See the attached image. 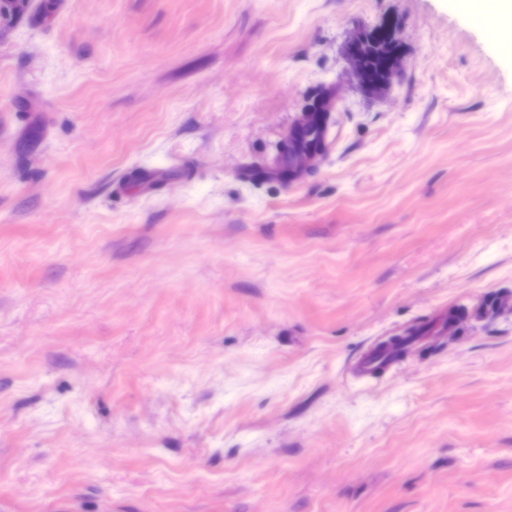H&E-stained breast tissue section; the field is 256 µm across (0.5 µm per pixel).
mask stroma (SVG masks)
<instances>
[{
    "instance_id": "obj_1",
    "label": "stroma",
    "mask_w": 512,
    "mask_h": 512,
    "mask_svg": "<svg viewBox=\"0 0 512 512\" xmlns=\"http://www.w3.org/2000/svg\"><path fill=\"white\" fill-rule=\"evenodd\" d=\"M0 512H512V0L1 17ZM369 34L358 32L350 38L346 49V60L351 73L362 88L372 93H380L392 83L400 68L401 60L398 52L392 53L382 75L377 79L371 78L366 66L375 72L379 71L385 62V54L379 52L375 46H371L367 50L364 62L363 49Z\"/></svg>"
}]
</instances>
